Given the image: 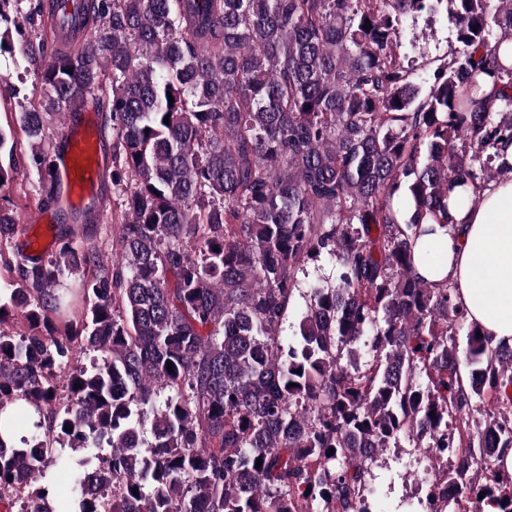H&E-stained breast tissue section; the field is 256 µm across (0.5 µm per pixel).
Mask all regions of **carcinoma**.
Returning <instances> with one entry per match:
<instances>
[{
    "label": "carcinoma",
    "instance_id": "1",
    "mask_svg": "<svg viewBox=\"0 0 512 512\" xmlns=\"http://www.w3.org/2000/svg\"><path fill=\"white\" fill-rule=\"evenodd\" d=\"M490 2L77 0L67 48L47 64L23 52L42 84L18 116L33 157L46 163V118L92 104L112 122L101 180L122 203L111 264L69 227L47 260L0 247V415L48 421L0 439L21 512H350L367 449L402 439L457 456L433 481L456 493L422 512H463L481 492L512 512V479L469 477L512 448V345L467 322L451 282L412 274L425 224L448 225V189L512 172L497 152L512 141V64L497 55L512 0ZM23 3L0 0V23L31 18ZM442 4L460 49L401 62L400 29ZM480 73L500 92L479 96ZM17 233L1 207L0 244ZM323 256L336 281L310 285L300 346L285 347L298 273ZM20 301L24 334L3 328ZM463 328L460 356L448 336ZM484 400L497 412L475 424ZM103 441L78 461L79 486L102 494L59 507L41 481L62 456L46 449Z\"/></svg>",
    "mask_w": 512,
    "mask_h": 512
}]
</instances>
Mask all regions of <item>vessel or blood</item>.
<instances>
[{"label":"vessel or blood","instance_id":"vessel-or-blood-1","mask_svg":"<svg viewBox=\"0 0 512 512\" xmlns=\"http://www.w3.org/2000/svg\"><path fill=\"white\" fill-rule=\"evenodd\" d=\"M51 162L56 200L50 211L32 214L19 237L23 254L30 257L43 255L49 246L46 238L31 234V227L60 221L79 226L80 215L98 198L101 145L91 116L66 114Z\"/></svg>","mask_w":512,"mask_h":512}]
</instances>
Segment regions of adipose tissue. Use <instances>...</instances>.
<instances>
[{"label": "adipose tissue", "mask_w": 512, "mask_h": 512, "mask_svg": "<svg viewBox=\"0 0 512 512\" xmlns=\"http://www.w3.org/2000/svg\"><path fill=\"white\" fill-rule=\"evenodd\" d=\"M447 227L415 247L413 275L451 281L467 320L493 342L512 345V174L478 195L450 194Z\"/></svg>", "instance_id": "ef3b65f1"}]
</instances>
